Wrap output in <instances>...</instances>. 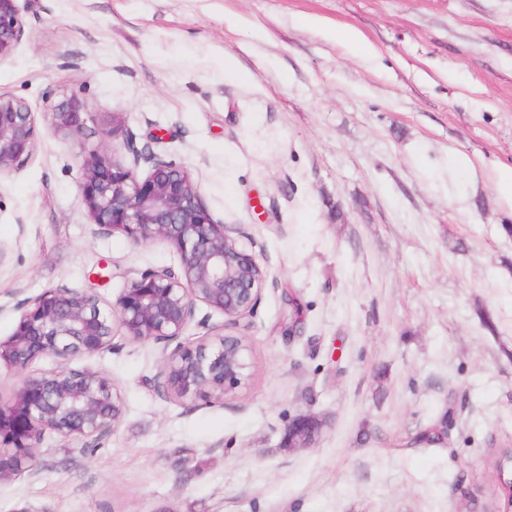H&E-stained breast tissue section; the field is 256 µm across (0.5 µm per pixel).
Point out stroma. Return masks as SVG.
Wrapping results in <instances>:
<instances>
[{
	"label": "stroma",
	"instance_id": "obj_1",
	"mask_svg": "<svg viewBox=\"0 0 512 512\" xmlns=\"http://www.w3.org/2000/svg\"><path fill=\"white\" fill-rule=\"evenodd\" d=\"M0 93L81 100L79 138L38 122L0 178V337L25 298L178 266L166 244L92 236L76 154L126 115L185 166L267 282L239 324L251 377L185 406L158 346L74 360L123 414L92 449L46 435L0 512H490L512 441V0H28ZM490 313L494 331L480 323ZM315 442L281 441L297 414ZM448 421V438L409 446Z\"/></svg>",
	"mask_w": 512,
	"mask_h": 512
}]
</instances>
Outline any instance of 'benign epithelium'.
I'll return each instance as SVG.
<instances>
[{"instance_id": "7a95c632", "label": "benign epithelium", "mask_w": 512, "mask_h": 512, "mask_svg": "<svg viewBox=\"0 0 512 512\" xmlns=\"http://www.w3.org/2000/svg\"><path fill=\"white\" fill-rule=\"evenodd\" d=\"M18 0H0V62L9 60L25 35ZM55 131L78 136L90 115L69 98L48 113ZM38 125L29 102L0 93V177L30 159ZM79 144L82 201L95 237L126 236L135 245L156 242L174 249L179 266L132 273L112 303L93 288H49L25 299L12 333L0 338V367L20 376L0 392V483L38 473L45 434L87 448L112 433L123 412L112 378L77 369L81 356L113 350L118 336L161 347L157 390L168 400L192 405L222 400L250 377L243 338L195 320L204 306L233 322L249 316L266 282L256 258L241 249L230 225L215 218L187 169L146 148ZM146 166L145 175L138 174ZM200 338L181 337L192 322ZM50 357L54 368L33 365ZM316 436L313 418L300 413L288 426V448H306Z\"/></svg>"}]
</instances>
